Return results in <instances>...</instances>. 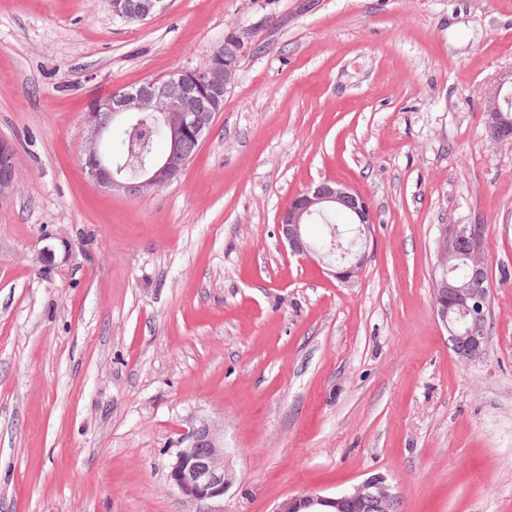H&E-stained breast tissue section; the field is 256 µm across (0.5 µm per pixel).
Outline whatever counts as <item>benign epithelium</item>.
Returning a JSON list of instances; mask_svg holds the SVG:
<instances>
[{"label": "benign epithelium", "instance_id": "1", "mask_svg": "<svg viewBox=\"0 0 512 512\" xmlns=\"http://www.w3.org/2000/svg\"><path fill=\"white\" fill-rule=\"evenodd\" d=\"M112 16L124 21L144 22L167 10V0H109ZM250 46L232 30L224 36L207 60L195 67L178 68L170 74L122 88L89 106L84 122L91 135L82 146L90 176L99 184L132 196H145L170 183L189 162L185 144L192 138L200 145L210 135L220 104L235 82L239 64ZM487 109L497 139L512 142V126L504 119L499 96L489 99ZM137 113H152L162 120L169 149L150 164L133 160L126 166L128 176L112 167V156L101 148L112 125ZM15 149L0 140V200L12 196L18 187ZM329 210L350 218L353 236L341 233L329 250L308 238L305 226ZM375 224L374 213L359 192L338 180H324L297 192L287 208L279 212L277 229L281 243L302 261L318 260L328 274L342 283L354 278L365 261L367 241ZM483 224H454L443 231L438 244L439 275L433 285V308L448 334V342L459 360L469 362L481 352L487 336L484 325L490 309L489 268L484 259ZM462 261L465 279L448 274V266ZM224 435L213 425L192 424L179 437L171 464L169 481L183 496L207 501L220 499L233 483L224 464ZM273 512H401L400 498L384 477H370L352 489L334 496L309 493L289 497Z\"/></svg>", "mask_w": 512, "mask_h": 512}]
</instances>
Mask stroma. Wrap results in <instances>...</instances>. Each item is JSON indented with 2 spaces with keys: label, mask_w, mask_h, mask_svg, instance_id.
I'll use <instances>...</instances> for the list:
<instances>
[{
  "label": "stroma",
  "mask_w": 512,
  "mask_h": 512,
  "mask_svg": "<svg viewBox=\"0 0 512 512\" xmlns=\"http://www.w3.org/2000/svg\"><path fill=\"white\" fill-rule=\"evenodd\" d=\"M251 46L214 128L145 197L87 175L83 114L113 90ZM512 0H0V512H273L381 475L402 512H512ZM338 179L370 203L343 284L277 216ZM483 224L488 337L458 361L432 304L447 226ZM235 480L169 482L184 427ZM109 4L114 17L136 22L147 21L170 6L165 0H109ZM487 109V111L490 113L492 119V127L497 139L501 141L512 142L511 125L507 124V121L504 119V115L502 113L505 112V114H507L509 117H512V112L508 109L506 111L503 110L502 106L500 105L499 95H495L489 99L487 103ZM18 170L15 149L5 140H0V200L12 196L18 187Z\"/></svg>",
  "instance_id": "35a3bbf8"
}]
</instances>
